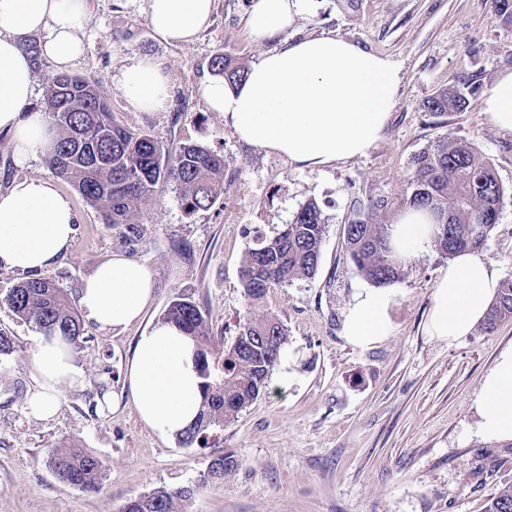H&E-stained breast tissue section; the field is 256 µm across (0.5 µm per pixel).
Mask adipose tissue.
Segmentation results:
<instances>
[{
  "instance_id": "1",
  "label": "adipose tissue",
  "mask_w": 512,
  "mask_h": 512,
  "mask_svg": "<svg viewBox=\"0 0 512 512\" xmlns=\"http://www.w3.org/2000/svg\"><path fill=\"white\" fill-rule=\"evenodd\" d=\"M303 2L254 0L245 18L249 37L263 41L294 26ZM214 8L215 0H147L151 27L168 43L196 39ZM87 20L88 0H0V131L9 134L18 165L46 154L56 138L48 114L27 109L36 80L23 40L38 36L42 60L65 72L86 51L81 30ZM119 83L134 110H166L170 81L155 59H128ZM395 86L391 60L356 42L322 35L283 41L251 64L238 88L215 78L202 84L200 94L245 144L313 167L364 155L380 139L397 103ZM482 108L489 124L512 131V72L496 80ZM74 221L70 202L50 181L15 180L0 193V264L48 268L67 250ZM433 237L434 218L424 210H404L392 230V243L405 262L427 251ZM499 283L498 270L480 253L456 255L436 283L429 335L449 342L468 335L484 319ZM153 295L150 268L115 253L85 280L79 304L89 323L110 331L138 322ZM393 300L391 291L360 288L345 316L347 341L367 347L382 340ZM35 358L28 409L35 418L49 419L59 411L63 388L83 386L84 379L61 336H39ZM126 382L128 403L159 437H177L199 415L195 347L177 325L160 321L138 336ZM477 407L484 435L512 441V348L485 377Z\"/></svg>"
}]
</instances>
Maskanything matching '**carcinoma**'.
I'll return each mask as SVG.
<instances>
[{
  "label": "carcinoma",
  "instance_id": "carcinoma-1",
  "mask_svg": "<svg viewBox=\"0 0 512 512\" xmlns=\"http://www.w3.org/2000/svg\"><path fill=\"white\" fill-rule=\"evenodd\" d=\"M494 8L500 24L512 28V0H494ZM210 66L231 88L246 79L247 70L224 54L214 55ZM43 100L58 133L55 148L46 156L47 166L102 211L105 223L123 243L130 245L141 238L142 225L133 222L135 212L148 205L160 183L175 185L189 215L210 209L224 196L222 154L200 143H185L175 154L167 153L151 135L118 122L91 79L58 74L45 86ZM464 103L462 92L445 87L423 107L441 116ZM411 168L410 192L402 199L401 208L435 213L434 243L439 252L450 259L482 246L499 219L505 191L474 146L462 140L439 139L414 154ZM326 228L327 218L311 200L279 233L254 238L241 269L245 310L239 333L221 352L214 350L213 332L200 306L186 298L171 302L164 320L181 327L195 342L202 378V411L180 436L182 443L191 445L212 430L224 429L266 391L287 350L288 330L276 316L259 312V304L271 289L316 275ZM390 236V222L369 214L358 213L345 225L344 244L354 272L377 287L406 275ZM3 301L41 332L58 334L72 346H80L82 319L52 276L18 282ZM508 319H512V279L501 283L482 328L492 331ZM47 459L61 482L86 492L100 489L105 478L100 457L83 448L56 444L48 450ZM237 467L234 454L217 456L200 483L221 482ZM192 492L184 486L158 488L129 499L122 512H181L180 502ZM488 512H512L511 486L490 498Z\"/></svg>",
  "mask_w": 512,
  "mask_h": 512
}]
</instances>
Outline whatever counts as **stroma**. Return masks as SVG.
<instances>
[{
    "label": "stroma",
    "instance_id": "35a3bbf8",
    "mask_svg": "<svg viewBox=\"0 0 512 512\" xmlns=\"http://www.w3.org/2000/svg\"><path fill=\"white\" fill-rule=\"evenodd\" d=\"M252 0H216L213 23L195 42L158 39L145 0H89V44L74 74L92 78L116 120L150 134L169 152L197 141L224 156V185L236 208L187 214L173 184H158L134 221L144 227L135 247L121 243L99 209L68 183L56 188L72 203L76 232L49 268L77 298L84 279L118 252L147 265L155 293L141 320L108 332L86 325L74 350L84 385L63 389L60 413L29 415L38 330L2 299L27 274L0 266V331L14 341L0 359V512H121L134 496L160 487H193L183 512H487L494 492L512 485V447L484 436L475 404L484 377L512 347V321L448 343L426 325L439 276L448 261L429 249L391 286L388 334L366 348L344 336V317L365 281L346 257L343 227L354 213L394 208L406 194L414 153L443 137L472 143L507 191L498 223L481 252L512 279V131L490 125L481 103L500 74L512 72V29L492 0H307L293 38L333 32L389 58L398 71L397 105L382 137L365 154L318 167H299L279 154L241 143L223 115L209 111L200 86L210 60L223 53L250 66L279 38L252 40L243 17ZM148 55L171 79L163 112L133 111L119 84L127 58ZM453 86L466 106L444 116L423 109L436 90ZM27 176L51 178L44 158L17 165L0 132V193ZM328 226L314 278L270 290L261 304L288 328L290 377L205 441L182 446L163 439L133 406L98 415L100 391L121 394L134 341L179 297L207 315L216 349L236 338L244 313L240 270L256 235L288 223L307 201ZM88 449L106 465L98 492L61 483L47 461L58 443ZM238 468L223 482L199 484L217 455Z\"/></svg>",
    "mask_w": 512,
    "mask_h": 512
}]
</instances>
